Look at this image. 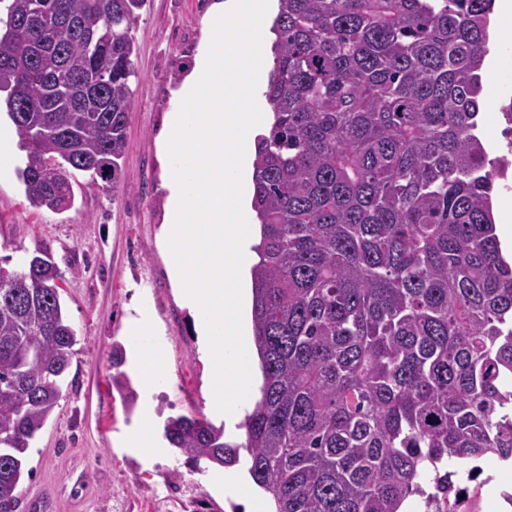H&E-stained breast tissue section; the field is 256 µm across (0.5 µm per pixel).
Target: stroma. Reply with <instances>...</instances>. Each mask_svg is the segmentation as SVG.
<instances>
[{
  "label": "stroma",
  "instance_id": "1",
  "mask_svg": "<svg viewBox=\"0 0 512 512\" xmlns=\"http://www.w3.org/2000/svg\"><path fill=\"white\" fill-rule=\"evenodd\" d=\"M211 2L149 0L140 13L123 188L88 189L76 175L73 207L55 212L31 206L17 171L0 172V256L20 264L35 244L49 245L77 334L63 395L27 452L17 512H247L237 491L212 488L208 464L175 448L149 459L125 447L139 408L112 385V350L127 344L136 300L165 345L157 416L209 412L199 316L181 300L160 237L167 204L160 140L173 90L207 48Z\"/></svg>",
  "mask_w": 512,
  "mask_h": 512
}]
</instances>
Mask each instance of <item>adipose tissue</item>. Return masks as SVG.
<instances>
[{"mask_svg":"<svg viewBox=\"0 0 512 512\" xmlns=\"http://www.w3.org/2000/svg\"><path fill=\"white\" fill-rule=\"evenodd\" d=\"M131 361L129 371L142 385L141 408L130 426L126 442L128 447L143 448L152 454L166 451L162 438V424L155 414L153 392L156 380L165 372V348L157 330L146 312L128 321Z\"/></svg>","mask_w":512,"mask_h":512,"instance_id":"1","label":"adipose tissue"}]
</instances>
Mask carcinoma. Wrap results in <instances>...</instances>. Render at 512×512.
<instances>
[{
	"instance_id": "carcinoma-1",
	"label": "carcinoma",
	"mask_w": 512,
	"mask_h": 512,
	"mask_svg": "<svg viewBox=\"0 0 512 512\" xmlns=\"http://www.w3.org/2000/svg\"><path fill=\"white\" fill-rule=\"evenodd\" d=\"M0 93L35 208L75 173L123 185L132 30L147 0H4ZM494 0H278L255 141L261 398L238 429L166 420L193 463L248 466L274 512H399L425 483L512 459V264L479 136ZM49 32L30 50L21 22ZM107 67L101 96L76 82ZM30 111H22L23 104ZM37 245L0 260V512L62 397L76 333Z\"/></svg>"
}]
</instances>
